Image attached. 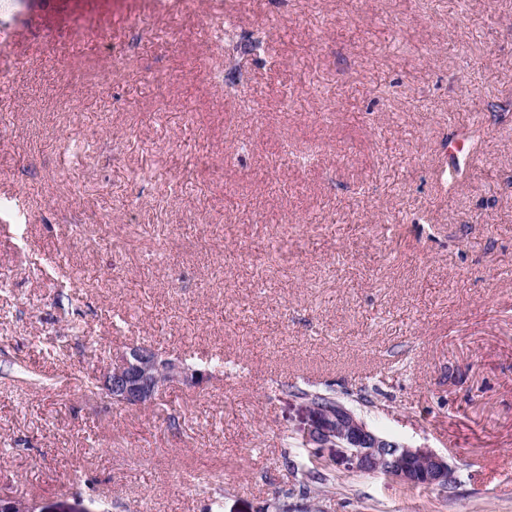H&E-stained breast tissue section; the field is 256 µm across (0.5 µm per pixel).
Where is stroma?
I'll list each match as a JSON object with an SVG mask.
<instances>
[{
  "label": "stroma",
  "mask_w": 512,
  "mask_h": 512,
  "mask_svg": "<svg viewBox=\"0 0 512 512\" xmlns=\"http://www.w3.org/2000/svg\"><path fill=\"white\" fill-rule=\"evenodd\" d=\"M3 30L0 496L512 512V0H0ZM140 343L224 369L141 409L90 392ZM291 384L451 488L332 447L300 494Z\"/></svg>",
  "instance_id": "35a3bbf8"
}]
</instances>
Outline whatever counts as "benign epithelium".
<instances>
[{
    "label": "benign epithelium",
    "instance_id": "7a95c632",
    "mask_svg": "<svg viewBox=\"0 0 512 512\" xmlns=\"http://www.w3.org/2000/svg\"><path fill=\"white\" fill-rule=\"evenodd\" d=\"M206 376V371L181 358L162 355L147 345H133L99 377L97 385L101 398L141 408L153 403L167 388L198 386ZM306 409L310 423L303 436L312 447L342 448L356 471L382 470L389 480L404 487H448V460L434 450L413 447L382 434L339 401L333 410L309 402Z\"/></svg>",
    "mask_w": 512,
    "mask_h": 512
}]
</instances>
